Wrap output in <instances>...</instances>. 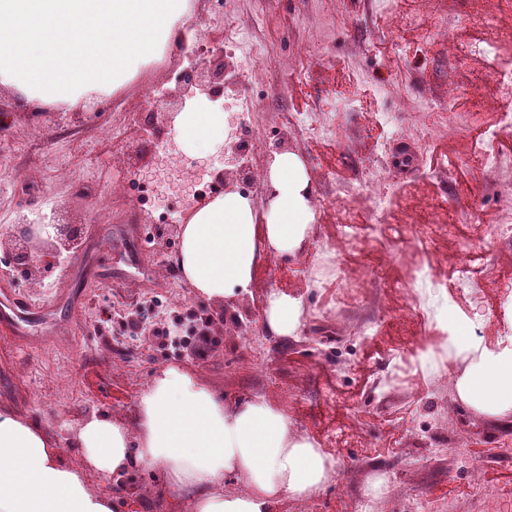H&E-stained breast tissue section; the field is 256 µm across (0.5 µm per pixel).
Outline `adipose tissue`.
Returning a JSON list of instances; mask_svg holds the SVG:
<instances>
[{
    "mask_svg": "<svg viewBox=\"0 0 512 512\" xmlns=\"http://www.w3.org/2000/svg\"><path fill=\"white\" fill-rule=\"evenodd\" d=\"M192 0H0V89L70 111L95 94L114 92L166 48L192 18ZM224 112L206 97L177 115L168 151L197 159L222 151ZM264 206L235 190L190 213L179 262L195 292L216 306L247 291L261 255L297 256L314 221L309 176L298 155H275ZM300 297L271 293L267 330L293 335ZM434 319L462 366L458 399L477 414L512 420V311L493 341L463 335L451 306ZM86 461L72 467L58 442L10 408H0V512H119L115 495L90 473L148 467L188 497L190 512H271L281 496L304 500L321 491L336 462L299 435L287 413L265 398L225 402L196 373L162 370L142 394L133 422L92 416L76 434ZM241 480L224 490L228 479Z\"/></svg>",
    "mask_w": 512,
    "mask_h": 512,
    "instance_id": "adipose-tissue-1",
    "label": "adipose tissue"
}]
</instances>
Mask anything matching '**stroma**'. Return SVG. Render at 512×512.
Segmentation results:
<instances>
[{"mask_svg": "<svg viewBox=\"0 0 512 512\" xmlns=\"http://www.w3.org/2000/svg\"><path fill=\"white\" fill-rule=\"evenodd\" d=\"M194 40L222 41L218 20L231 18L276 48L273 60L248 75L242 55L224 57L219 106L238 122L236 98H254L267 167L290 151L308 172L313 230L298 256L265 257L235 313L251 312L252 344L230 317L189 288L179 266L183 199L154 185L137 200L134 170L161 154L171 131L163 112H180L176 76L187 65L172 46L112 95L57 112L0 90V230L23 221L60 220L79 240L95 239L96 275L79 278L82 254L44 255L37 279L14 268L0 247V288L41 301L74 290L80 308L49 315L26 334L0 332V406L21 412L58 440L62 460L81 466L73 443L90 415L130 420L157 371L199 373L225 401L262 396L285 410L296 431L313 439L340 467L332 483L305 501L283 497L272 512H512V421L475 414L454 398L460 363L447 360L443 334L426 308L446 297L466 319V333L493 339L512 309V237L498 234L503 188L512 169L491 171L470 153L476 132L512 111L493 72L512 60V10L502 0H396L394 11L372 0H193ZM414 17L396 26L395 16ZM439 28H432V21ZM483 53L456 63L454 46ZM166 97L151 110L144 84ZM454 97L458 116L437 120L422 99ZM143 112L150 131L129 125ZM284 112H307L331 125L320 139L283 134ZM436 123L427 154L395 174L385 145L414 122ZM121 128L100 138L99 124ZM94 152H87V142ZM69 164L71 176L59 173ZM95 188L81 189L86 169ZM386 192L384 221L355 212L365 181ZM355 214L356 231L345 218ZM454 221L452 234L425 245L415 225ZM479 280V296L459 288L458 268ZM302 297L296 335L264 326L268 294ZM386 475L382 494L370 481ZM93 486L119 492L122 512H187L164 479L134 470L118 490L112 476Z\"/></svg>", "mask_w": 512, "mask_h": 512, "instance_id": "obj_1", "label": "stroma"}]
</instances>
